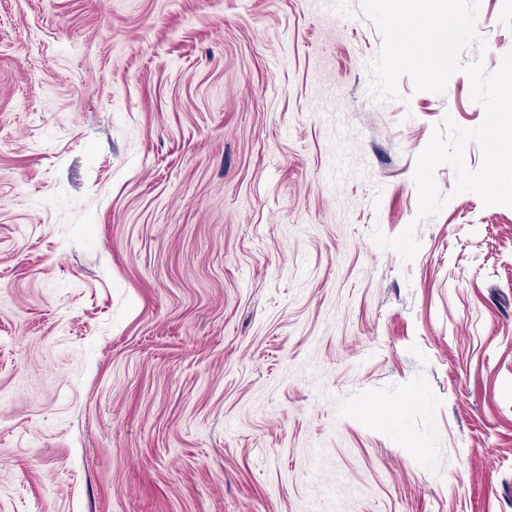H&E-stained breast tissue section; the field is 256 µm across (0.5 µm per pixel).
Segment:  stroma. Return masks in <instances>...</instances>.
I'll return each instance as SVG.
<instances>
[{"instance_id": "1", "label": "stroma", "mask_w": 512, "mask_h": 512, "mask_svg": "<svg viewBox=\"0 0 512 512\" xmlns=\"http://www.w3.org/2000/svg\"><path fill=\"white\" fill-rule=\"evenodd\" d=\"M381 45L358 0H0V512H512V207L443 165L418 219L484 111L375 101Z\"/></svg>"}]
</instances>
